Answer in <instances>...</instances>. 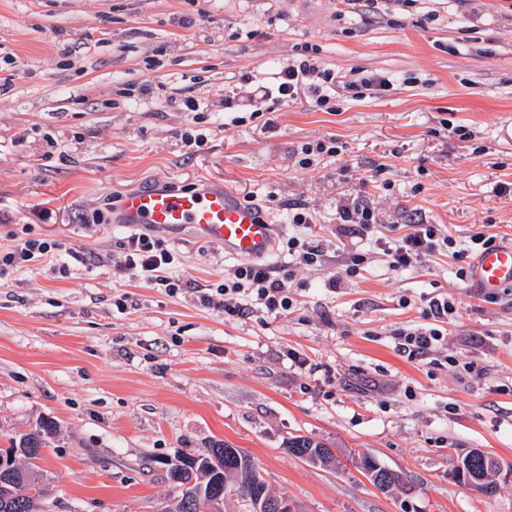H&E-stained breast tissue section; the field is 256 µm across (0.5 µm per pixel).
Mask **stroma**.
<instances>
[{
    "mask_svg": "<svg viewBox=\"0 0 512 512\" xmlns=\"http://www.w3.org/2000/svg\"><path fill=\"white\" fill-rule=\"evenodd\" d=\"M379 8L366 25L339 0H0V70L12 77L0 92V245L25 226L58 245L56 263L0 279V449L42 418L60 426L36 462L37 512H160L169 464L218 441L247 453L295 512H512V288L481 295L448 252L395 272L375 237L336 230L337 208L363 201L390 240L417 212L461 248L476 224L512 240V197L495 194L512 183V0ZM308 47L341 74L393 85L337 90L332 112L277 103L281 67ZM187 96L198 113L183 110ZM188 130L206 136L191 155ZM329 139L338 154L302 168V147ZM160 180L224 184L279 240L299 234L292 210L305 208L325 265L268 256L290 272L295 310L228 320L202 306L195 285L236 260L183 235L163 238L191 288L171 296L117 274L128 231L112 211ZM355 252L370 262L332 287ZM438 293L458 303L448 348L472 372L395 348L393 330L421 325ZM290 349L309 368L292 367ZM294 436L345 467L292 456ZM475 448L499 462L493 494L453 476ZM357 452L400 485L379 491L348 463Z\"/></svg>",
    "mask_w": 512,
    "mask_h": 512,
    "instance_id": "stroma-1",
    "label": "stroma"
}]
</instances>
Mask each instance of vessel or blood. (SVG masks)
Instances as JSON below:
<instances>
[{
    "mask_svg": "<svg viewBox=\"0 0 512 512\" xmlns=\"http://www.w3.org/2000/svg\"><path fill=\"white\" fill-rule=\"evenodd\" d=\"M112 220L131 229L148 226L185 233L249 260L269 255L274 240L273 226L258 207L208 181L186 190L164 182L127 192ZM469 284L488 297L512 288V242L481 251L472 263Z\"/></svg>",
    "mask_w": 512,
    "mask_h": 512,
    "instance_id": "1",
    "label": "vessel or blood"
}]
</instances>
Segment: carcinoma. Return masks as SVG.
<instances>
[{
	"label": "carcinoma",
	"mask_w": 512,
	"mask_h": 512,
	"mask_svg": "<svg viewBox=\"0 0 512 512\" xmlns=\"http://www.w3.org/2000/svg\"><path fill=\"white\" fill-rule=\"evenodd\" d=\"M58 425L52 419L41 421L35 429L10 439V447L0 450V512H35L41 488L35 483L32 466L41 458V450L56 435ZM224 448L216 443L203 453L188 454L167 470L171 491L164 512H210L213 493L224 495L239 488L248 512H257L260 503L273 498L265 481L257 482L258 468L241 449H234L235 461L224 466ZM287 451L294 457L313 465H328L336 461L331 449L308 437L288 440ZM461 463L466 470L480 478L477 490L491 494L495 490L491 474L497 468L496 459L479 449L466 454ZM356 467L371 482L387 489L399 484L401 476L382 466L375 457L365 454Z\"/></svg>",
	"instance_id": "1"
}]
</instances>
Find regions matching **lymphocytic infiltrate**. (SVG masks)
<instances>
[{
	"instance_id": "lymphocytic-infiltrate-1",
	"label": "lymphocytic infiltrate",
	"mask_w": 512,
	"mask_h": 512,
	"mask_svg": "<svg viewBox=\"0 0 512 512\" xmlns=\"http://www.w3.org/2000/svg\"><path fill=\"white\" fill-rule=\"evenodd\" d=\"M361 95L365 92L387 90L391 82L385 76L370 74L356 80L341 81L335 71L323 67L315 56L287 63L278 74L277 93L281 102L306 95L315 107L330 111L335 86ZM293 224L302 227L303 235L289 237L285 243L288 255L297 264L313 268L324 261V246L316 235L311 234L312 217L305 212L295 213ZM11 243L0 249V277L33 261H56L54 243L31 236L29 229L10 235ZM454 240L447 228L431 224L425 218H417L407 232L398 239L388 241L376 238L375 245L387 257L389 268L395 272L424 267L442 248H453ZM123 258L116 264L118 274L146 282L174 295L187 287L188 282L175 272L178 259L164 240L147 232L133 233L122 243ZM200 301L223 312L225 318H245L261 312L278 317L287 315L294 306L286 277L270 265L248 261L237 264L225 276L222 283L208 284L198 289ZM456 311L454 301L446 298L426 299L422 315L424 325L414 328H398L393 332L396 348L410 360L427 361L433 358L436 349L442 346L445 333L444 322Z\"/></svg>"
}]
</instances>
